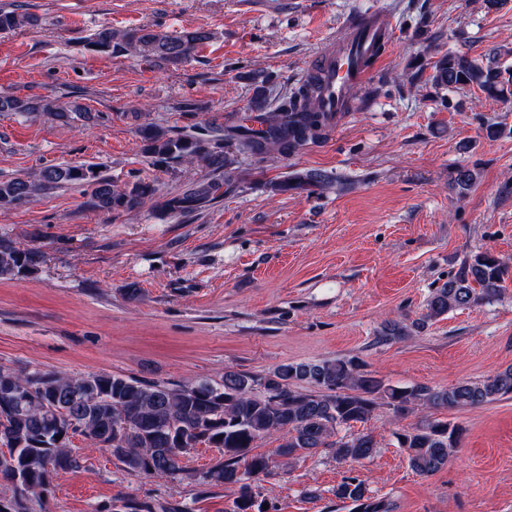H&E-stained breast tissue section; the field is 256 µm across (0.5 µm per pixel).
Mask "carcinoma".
Here are the masks:
<instances>
[{
    "label": "carcinoma",
    "instance_id": "1",
    "mask_svg": "<svg viewBox=\"0 0 512 512\" xmlns=\"http://www.w3.org/2000/svg\"><path fill=\"white\" fill-rule=\"evenodd\" d=\"M38 23L35 14L0 7V32L33 28ZM210 39L211 33L203 27L177 35L147 28L103 27L89 47L110 55L134 53L160 67L176 69ZM430 69L429 80L438 89L476 87L491 97L512 99V71L502 67L496 51L484 60L448 52L433 61ZM315 81L317 77H311L283 99L266 116L265 129L257 132L240 126L236 132L239 149L255 155L290 156L326 137V118L314 109ZM10 112H52L65 124L96 119L75 101L22 99L1 91L0 113ZM135 132L143 153L156 165L173 169L197 164L221 176L227 186L236 181V160L224 150V137L217 133L196 127L175 132L151 123L137 125ZM477 177L475 169L462 167L454 185L464 192ZM293 181L312 191L333 182L343 185V178L319 169L300 173ZM71 185L83 188L87 208L111 215L139 209L157 193L150 181L120 187L96 163L50 165L24 177L1 179L0 211ZM217 189L214 179L205 178L164 200L162 207L172 214L188 213L213 200ZM43 262L40 248H20L0 238L1 277H25ZM508 278L509 266L492 251L475 252L432 292L419 318L386 322L376 339L383 344L400 342L450 311L488 302L500 295ZM32 374L37 376L36 386L28 393L26 371L0 366V440L7 439V448H0V481L27 489L25 495L16 492L9 498L0 497V512H27L26 496L42 498L52 491L55 476L81 468L71 450V439L77 435L103 443L130 473L170 479L184 475L180 457L190 450L203 444L217 448L222 459L205 473L204 483L236 489L231 512H265L264 501L244 481L246 475L270 472L272 458L251 453L261 438L282 436L275 448L279 457L290 459L332 448L337 458L359 462L375 454L377 442L372 434L354 433L351 428L367 421L381 406L403 417L416 409L462 410L512 397L511 365L482 380L462 381L445 389L424 384L402 387L377 377L356 356L287 362L260 377L226 371L219 383L200 380L175 386L112 373L84 376L34 370ZM462 436L461 425L426 417L397 433L396 439L406 450L412 471L431 476L448 464ZM335 496L350 502L354 512H389L387 504L370 496L365 482L356 476L345 478ZM103 512L186 510L179 503L127 497L112 502Z\"/></svg>",
    "mask_w": 512,
    "mask_h": 512
}]
</instances>
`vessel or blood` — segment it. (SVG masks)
<instances>
[{
  "mask_svg": "<svg viewBox=\"0 0 512 512\" xmlns=\"http://www.w3.org/2000/svg\"><path fill=\"white\" fill-rule=\"evenodd\" d=\"M394 26L383 11L348 17L343 36L311 59V67L321 75L315 109L327 116L330 126L339 125L351 111L353 91L369 85L385 65L382 49L390 43Z\"/></svg>",
  "mask_w": 512,
  "mask_h": 512,
  "instance_id": "b4317fda",
  "label": "vessel or blood"
}]
</instances>
